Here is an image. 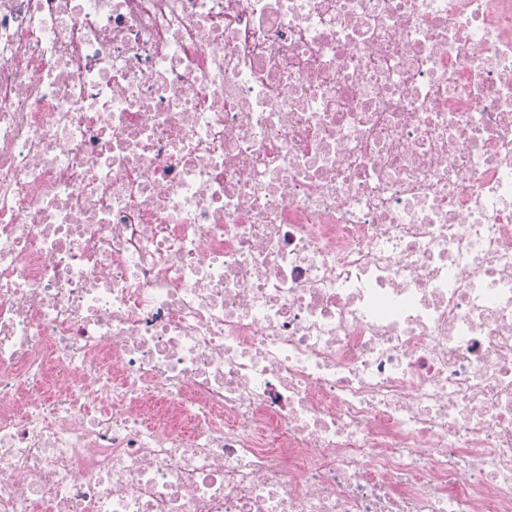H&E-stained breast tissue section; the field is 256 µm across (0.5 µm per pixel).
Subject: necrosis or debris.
Instances as JSON below:
<instances>
[{"label": "necrosis or debris", "instance_id": "4bbe7bcc", "mask_svg": "<svg viewBox=\"0 0 512 512\" xmlns=\"http://www.w3.org/2000/svg\"><path fill=\"white\" fill-rule=\"evenodd\" d=\"M0 512H512V0H0Z\"/></svg>", "mask_w": 512, "mask_h": 512}]
</instances>
